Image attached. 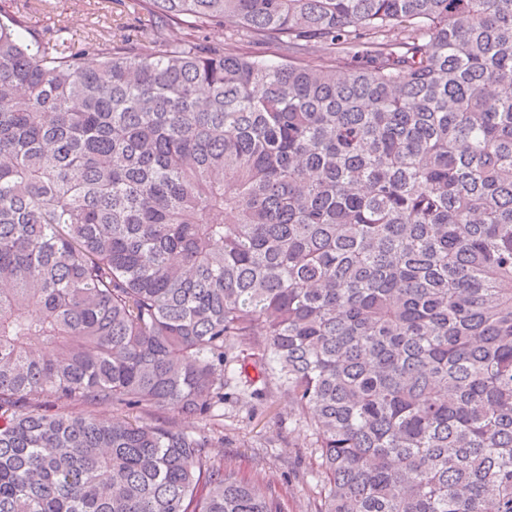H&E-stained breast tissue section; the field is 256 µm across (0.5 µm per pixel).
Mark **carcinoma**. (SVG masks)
<instances>
[{"mask_svg":"<svg viewBox=\"0 0 512 512\" xmlns=\"http://www.w3.org/2000/svg\"><path fill=\"white\" fill-rule=\"evenodd\" d=\"M134 5L0 0V512H281L97 415L232 381L288 392L315 512H512V0ZM17 0L18 7L27 13V15L31 18V23L33 29L36 32H41L47 26L52 25V19L49 17H53V14L48 11L51 10L50 6L57 3L59 0ZM67 6H70L67 11V27L68 29L62 33L65 39L78 41L84 39L91 27V21H98L100 26L107 27L111 31L115 26V21L124 22L129 25V30L126 33L131 35L133 27H139L140 22L137 15L134 13L132 0H61ZM90 3V5H89ZM87 12H95V15L87 14ZM97 17V18H96ZM111 27V29H109Z\"/></svg>","mask_w":512,"mask_h":512,"instance_id":"carcinoma-1","label":"carcinoma"}]
</instances>
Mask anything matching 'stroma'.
<instances>
[{"instance_id": "stroma-1", "label": "stroma", "mask_w": 512, "mask_h": 512, "mask_svg": "<svg viewBox=\"0 0 512 512\" xmlns=\"http://www.w3.org/2000/svg\"><path fill=\"white\" fill-rule=\"evenodd\" d=\"M68 7L65 39L78 41L92 20L112 27L115 22L137 26L132 0H64ZM292 403L280 388L263 401L236 394L224 402L222 441L209 454L213 460L259 477L278 495L282 512H313L320 488L311 477L315 460L309 435L290 414Z\"/></svg>"}]
</instances>
